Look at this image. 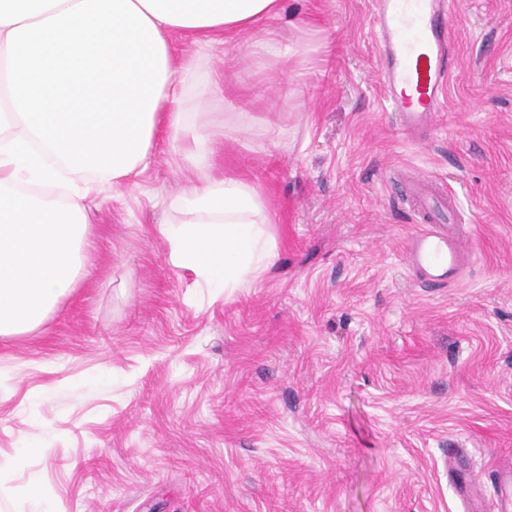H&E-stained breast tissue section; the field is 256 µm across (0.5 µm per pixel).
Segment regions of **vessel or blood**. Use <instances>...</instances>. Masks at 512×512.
Returning <instances> with one entry per match:
<instances>
[{
    "mask_svg": "<svg viewBox=\"0 0 512 512\" xmlns=\"http://www.w3.org/2000/svg\"><path fill=\"white\" fill-rule=\"evenodd\" d=\"M371 7L384 98L403 134L420 141L446 101L450 0H371ZM404 202L420 226L405 251L406 266L429 287L457 282L469 250L456 199L422 177L407 180Z\"/></svg>",
    "mask_w": 512,
    "mask_h": 512,
    "instance_id": "obj_1",
    "label": "vessel or blood"
}]
</instances>
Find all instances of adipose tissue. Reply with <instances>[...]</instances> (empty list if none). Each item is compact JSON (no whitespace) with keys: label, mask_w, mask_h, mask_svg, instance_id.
I'll return each instance as SVG.
<instances>
[{"label":"adipose tissue","mask_w":512,"mask_h":512,"mask_svg":"<svg viewBox=\"0 0 512 512\" xmlns=\"http://www.w3.org/2000/svg\"><path fill=\"white\" fill-rule=\"evenodd\" d=\"M281 11L282 0H0V336L37 329L80 282L87 216L51 188L136 174L161 122L191 167L214 166L212 136L175 80L199 59L173 61L169 33L281 60L293 47L259 27ZM170 207L183 218L158 227L169 258L209 288L249 286L272 266L271 217L252 182L190 180Z\"/></svg>","instance_id":"obj_1"}]
</instances>
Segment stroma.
<instances>
[{"label":"stroma","instance_id":"1","mask_svg":"<svg viewBox=\"0 0 512 512\" xmlns=\"http://www.w3.org/2000/svg\"><path fill=\"white\" fill-rule=\"evenodd\" d=\"M274 62L199 49L223 80L205 116L219 170L257 185L276 258L223 295L174 265L157 227L192 172L159 125L146 165L97 184L85 274L35 331L0 336V459L53 512H483L512 469V0H457L447 103L406 142L382 101L369 0H284ZM236 116L238 132L224 133ZM410 170L458 200L462 280L427 288L387 184ZM475 455L462 502L443 453Z\"/></svg>","mask_w":512,"mask_h":512}]
</instances>
